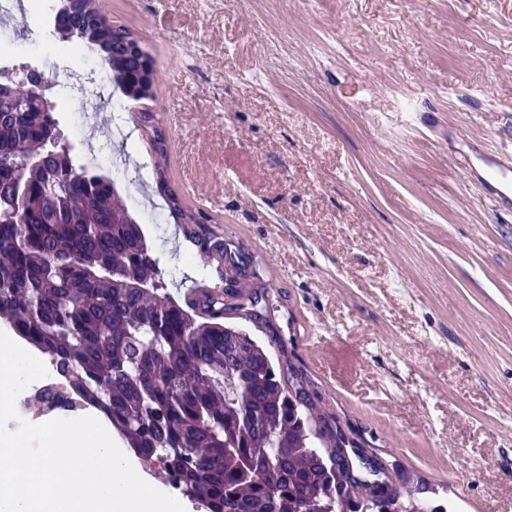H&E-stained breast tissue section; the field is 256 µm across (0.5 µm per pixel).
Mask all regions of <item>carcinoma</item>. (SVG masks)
Wrapping results in <instances>:
<instances>
[{
    "mask_svg": "<svg viewBox=\"0 0 512 512\" xmlns=\"http://www.w3.org/2000/svg\"><path fill=\"white\" fill-rule=\"evenodd\" d=\"M64 43L95 48L124 94L153 63L125 26L93 19L95 0H56ZM27 66L0 68V319L51 359L70 407H93L144 464L204 512H323L360 508L343 484L347 440L287 383L269 351L224 324L207 291L180 303L123 196L79 164ZM166 184L163 142L150 137ZM206 251L239 268L216 240ZM369 495L402 490L369 478Z\"/></svg>",
    "mask_w": 512,
    "mask_h": 512,
    "instance_id": "carcinoma-1",
    "label": "carcinoma"
}]
</instances>
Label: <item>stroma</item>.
<instances>
[{
    "label": "stroma",
    "mask_w": 512,
    "mask_h": 512,
    "mask_svg": "<svg viewBox=\"0 0 512 512\" xmlns=\"http://www.w3.org/2000/svg\"><path fill=\"white\" fill-rule=\"evenodd\" d=\"M159 81L150 123L102 69L98 108L57 55L53 0H17L13 65L59 81L55 118L108 176L178 300L224 280L170 207L194 190L197 236L240 253L266 313L225 324L417 500L512 512V206L469 174L512 157V0H96ZM124 134L110 137L113 125Z\"/></svg>",
    "instance_id": "35a3bbf8"
}]
</instances>
